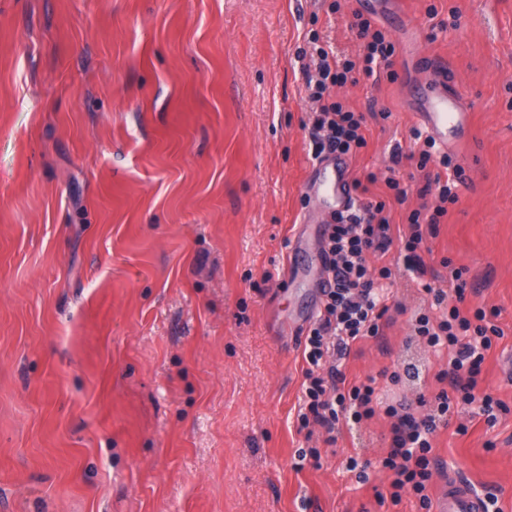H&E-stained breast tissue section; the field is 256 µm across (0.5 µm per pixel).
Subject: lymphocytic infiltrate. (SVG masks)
I'll return each instance as SVG.
<instances>
[{
  "mask_svg": "<svg viewBox=\"0 0 512 512\" xmlns=\"http://www.w3.org/2000/svg\"><path fill=\"white\" fill-rule=\"evenodd\" d=\"M357 35L364 42L362 53L353 59L339 58L325 47H317L318 77L311 85V97L318 101V112L311 115V138L315 156L329 152L355 155L366 147L365 119L342 101L326 102L331 87L357 83L359 77H373L381 67L390 66L395 52L387 34L370 19H359ZM385 184L390 200L362 201L344 213L333 216L324 228V252L331 276L322 292L320 314L310 328L303 349L305 410L300 413L302 427L316 425L328 437H335L341 419L354 422L371 418L384 411L390 419L391 440L378 459L390 474L389 498L399 503L403 494L419 499L424 508H432L429 470L432 459V437L449 413L461 408L477 407L490 414L494 399L479 385L485 355L501 330L491 324L483 309L465 306L466 284L459 270H452L450 289L424 284L435 305H446L438 316L427 313L416 318L415 334L425 346L450 351L448 377L450 388L436 394L434 400L419 397V405L428 406L426 415H416L404 403L380 405L375 378L363 382H347L337 368L352 344L366 337L381 336L382 319L388 307L381 295L383 283L391 279L393 270L385 256L393 241H400L407 271L425 276L427 268L421 256L424 243L436 236L450 204L458 200L454 179H426L422 195L434 201L410 210L405 216L407 230L395 239L393 224L386 213L388 201L404 203L410 187L390 176ZM380 260L379 268H371V260Z\"/></svg>",
  "mask_w": 512,
  "mask_h": 512,
  "instance_id": "lymphocytic-infiltrate-1",
  "label": "lymphocytic infiltrate"
}]
</instances>
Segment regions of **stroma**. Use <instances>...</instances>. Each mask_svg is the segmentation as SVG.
Instances as JSON below:
<instances>
[{
    "mask_svg": "<svg viewBox=\"0 0 512 512\" xmlns=\"http://www.w3.org/2000/svg\"><path fill=\"white\" fill-rule=\"evenodd\" d=\"M376 17L389 73L332 88L368 116L349 173L387 194L414 150L409 53L444 60L473 113L423 260L463 269L466 301L498 311L482 385L495 421L463 412L433 437L437 468L512 512V0H405ZM356 0H0V512H422L381 505L383 413L335 443L299 429L302 352L321 301L288 277L313 157L314 45L363 46ZM388 324L340 369L383 401L441 388L446 354L412 336L431 298L399 247ZM398 371L391 382L383 370ZM366 463V480L344 466Z\"/></svg>",
    "mask_w": 512,
    "mask_h": 512,
    "instance_id": "35a3bbf8",
    "label": "stroma"
}]
</instances>
